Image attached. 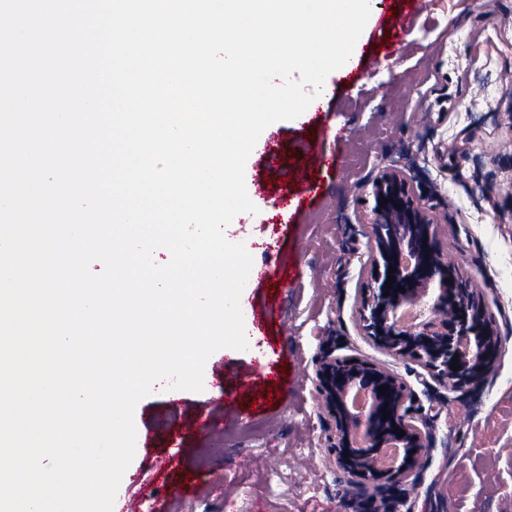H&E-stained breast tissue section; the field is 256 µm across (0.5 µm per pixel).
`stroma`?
I'll return each instance as SVG.
<instances>
[{"label": "stroma", "mask_w": 512, "mask_h": 512, "mask_svg": "<svg viewBox=\"0 0 512 512\" xmlns=\"http://www.w3.org/2000/svg\"><path fill=\"white\" fill-rule=\"evenodd\" d=\"M356 47L357 63L333 78V96L296 119L270 125L245 167L247 191L263 185L252 227L255 270L288 254L285 287L249 277L247 316L263 312L252 348L216 351L201 392L154 391L137 404L134 459L113 512H353L352 486L329 451L315 363L324 349L383 364L405 382L411 411L434 445L402 512H512V0H381ZM330 156L317 197L280 210L279 194H303L291 170L308 166L303 145ZM399 164L439 222L438 246L486 294L504 348L477 391L444 389L417 362L380 351L358 308L370 259L361 223L369 181ZM273 352L285 371L254 368ZM238 405L224 409L225 393ZM263 404H255V396ZM191 414L205 433L179 450L180 467L153 484L144 460L156 436Z\"/></svg>", "instance_id": "obj_1"}]
</instances>
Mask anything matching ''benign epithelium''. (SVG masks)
I'll return each instance as SVG.
<instances>
[{
    "mask_svg": "<svg viewBox=\"0 0 512 512\" xmlns=\"http://www.w3.org/2000/svg\"><path fill=\"white\" fill-rule=\"evenodd\" d=\"M371 187L374 205L364 223L374 257L359 307L365 335L387 353L414 359L450 391L480 387L502 348L484 292L440 251L437 221L405 171L383 169ZM314 385L333 422L336 466L361 495L357 512H400L432 450L409 415L405 384L374 361L329 350L318 359Z\"/></svg>",
    "mask_w": 512,
    "mask_h": 512,
    "instance_id": "1",
    "label": "benign epithelium"
}]
</instances>
